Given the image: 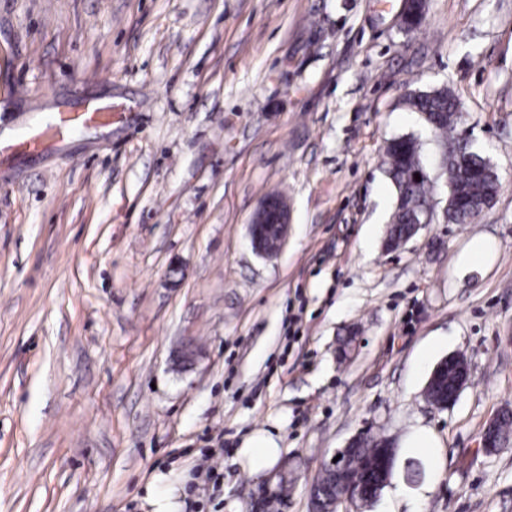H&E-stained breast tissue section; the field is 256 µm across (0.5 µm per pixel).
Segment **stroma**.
I'll return each instance as SVG.
<instances>
[{
  "label": "stroma",
  "mask_w": 512,
  "mask_h": 512,
  "mask_svg": "<svg viewBox=\"0 0 512 512\" xmlns=\"http://www.w3.org/2000/svg\"><path fill=\"white\" fill-rule=\"evenodd\" d=\"M402 8L0 0V131L60 99L120 114L0 177V512H155L157 495L250 512L284 464L297 481L279 512H309L313 478L366 431L397 448L366 512H512V442L478 447L512 411V0H426L409 33ZM443 86L500 179L461 226L444 218L440 143L406 101ZM403 135L435 212L389 252L383 152ZM273 193L291 223L266 258L248 224ZM476 241L485 262L462 265ZM454 353L470 378L440 411L424 388ZM422 428L427 454L408 447ZM259 433L279 453L256 474L240 449ZM217 449L220 489L192 490Z\"/></svg>",
  "instance_id": "obj_1"
}]
</instances>
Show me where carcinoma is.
Returning <instances> with one entry per match:
<instances>
[{
    "label": "carcinoma",
    "mask_w": 512,
    "mask_h": 512,
    "mask_svg": "<svg viewBox=\"0 0 512 512\" xmlns=\"http://www.w3.org/2000/svg\"><path fill=\"white\" fill-rule=\"evenodd\" d=\"M409 105L420 113L432 130L442 136L441 165L448 175L450 191L445 211V219L450 224H469L493 203L499 188V178L488 160L472 150L463 136L455 134L459 118L457 98L446 87L429 92L419 91L411 95ZM384 165L396 192V205L390 216L387 249H397L406 239L413 219H424L430 207L428 176L425 174L420 146L411 136H402L387 142L384 151ZM421 180H416L415 176ZM467 370L463 357L452 359L448 375L426 385L425 397L437 409L444 408L448 392L455 389L462 374ZM487 429L493 431L498 444L512 440V412L503 411L490 422ZM391 447V440L366 433L357 446L350 450L347 466L362 474L368 465L380 468L382 451ZM293 479L288 473L279 475L272 496L266 507L274 512L292 486ZM339 495L337 479L330 469L325 468L314 480L310 488V498L316 500L320 512H335Z\"/></svg>",
    "instance_id": "cac0c4a2"
}]
</instances>
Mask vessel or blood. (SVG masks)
I'll return each instance as SVG.
<instances>
[{
	"mask_svg": "<svg viewBox=\"0 0 512 512\" xmlns=\"http://www.w3.org/2000/svg\"><path fill=\"white\" fill-rule=\"evenodd\" d=\"M112 124V105L108 102L82 103L75 106L63 101L27 129L9 139L0 138V169L10 170L15 161L32 162L43 158L46 149L43 135L46 131H59L70 137L77 130L88 127H108Z\"/></svg>",
	"mask_w": 512,
	"mask_h": 512,
	"instance_id": "1",
	"label": "vessel or blood"
}]
</instances>
